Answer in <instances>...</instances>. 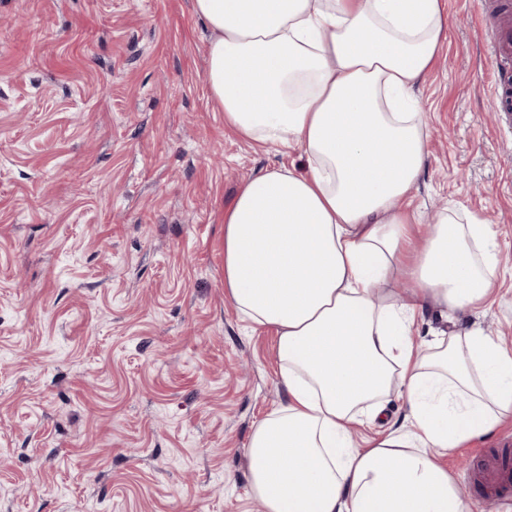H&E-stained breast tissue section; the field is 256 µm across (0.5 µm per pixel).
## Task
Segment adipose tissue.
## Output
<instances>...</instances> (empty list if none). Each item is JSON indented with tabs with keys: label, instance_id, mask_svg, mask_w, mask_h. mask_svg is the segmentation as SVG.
Segmentation results:
<instances>
[{
	"label": "adipose tissue",
	"instance_id": "ef3b65f1",
	"mask_svg": "<svg viewBox=\"0 0 512 512\" xmlns=\"http://www.w3.org/2000/svg\"><path fill=\"white\" fill-rule=\"evenodd\" d=\"M225 127L281 159L224 211V286L277 336L285 402L245 451L264 512H472L439 453L512 423V346L455 321L498 293L497 232L412 209L429 154L415 89L448 34L444 0H194ZM306 170L287 162L291 152ZM402 271L414 291L385 292ZM409 412L387 427L391 396ZM376 436L354 443L351 424Z\"/></svg>",
	"mask_w": 512,
	"mask_h": 512
}]
</instances>
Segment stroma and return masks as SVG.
I'll return each mask as SVG.
<instances>
[{"instance_id": "obj_1", "label": "stroma", "mask_w": 512, "mask_h": 512, "mask_svg": "<svg viewBox=\"0 0 512 512\" xmlns=\"http://www.w3.org/2000/svg\"><path fill=\"white\" fill-rule=\"evenodd\" d=\"M417 96L413 206L499 233L512 269V98L496 100L486 0H446ZM192 0H0V512H262L245 469L285 399L274 330L224 295V210L272 151L224 126ZM480 325L512 344V281ZM512 427L442 456L469 476Z\"/></svg>"}]
</instances>
